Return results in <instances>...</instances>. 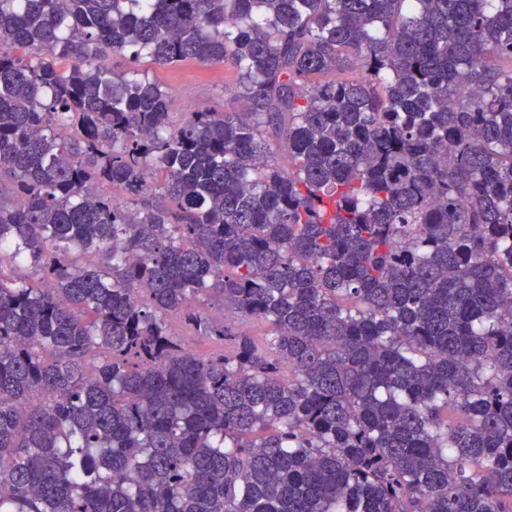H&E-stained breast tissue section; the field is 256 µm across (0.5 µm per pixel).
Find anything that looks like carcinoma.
Here are the masks:
<instances>
[{
	"mask_svg": "<svg viewBox=\"0 0 512 512\" xmlns=\"http://www.w3.org/2000/svg\"><path fill=\"white\" fill-rule=\"evenodd\" d=\"M0 512H512V0H0ZM139 68L148 72L151 79L169 93V112L178 125L186 112L208 108L223 112L230 106L236 89L237 74L225 62L186 61L177 65L159 66L148 58L139 62ZM205 311L208 315L216 316L222 315L224 313V317L233 321L237 329L250 334L251 336L255 337L258 342L263 343V339L265 338L264 335L268 331L266 326L255 322H244L236 317H231L230 313L222 311L217 307L216 304L212 305L210 308H207ZM168 326L172 333L177 335L176 337L181 339L184 343L192 344L193 348L200 355H209L212 352H219L223 349L219 344L201 340L199 336H196V331L187 328L178 317H169ZM192 346L187 345L186 347L191 349Z\"/></svg>",
	"mask_w": 512,
	"mask_h": 512,
	"instance_id": "carcinoma-1",
	"label": "carcinoma"
}]
</instances>
